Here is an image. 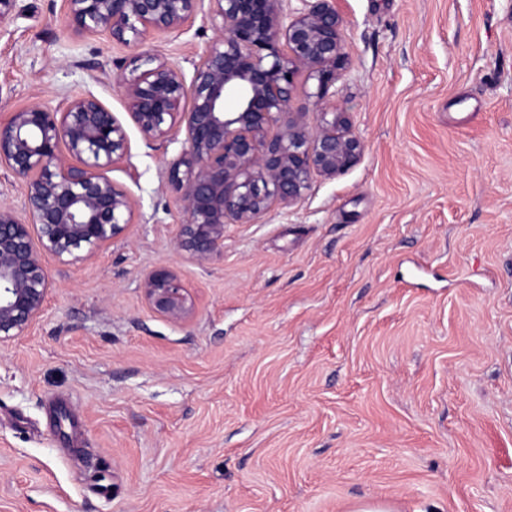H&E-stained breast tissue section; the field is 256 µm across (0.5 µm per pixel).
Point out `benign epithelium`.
Wrapping results in <instances>:
<instances>
[{
    "mask_svg": "<svg viewBox=\"0 0 512 512\" xmlns=\"http://www.w3.org/2000/svg\"><path fill=\"white\" fill-rule=\"evenodd\" d=\"M218 39L191 81L149 55L133 59L139 74L123 80L130 117L149 141L185 131V148L168 163L179 194V249L198 263L224 245V225L254 224L273 207L297 204L317 178L354 166L364 145L344 112L328 109L330 88L346 69L343 19L334 0H65L80 36L129 44L148 31L185 33L203 2ZM316 81L321 123L314 131L290 112L301 72ZM228 95L237 109L224 110ZM131 157L119 119L94 95L62 110L32 103L0 119V168L24 186L18 212L0 205V342L22 335L44 310L50 288L41 252L77 262L131 223L135 201L108 176ZM40 247H35L32 232ZM142 290L149 308L174 323L196 313L178 274L150 271Z\"/></svg>",
    "mask_w": 512,
    "mask_h": 512,
    "instance_id": "benign-epithelium-1",
    "label": "benign epithelium"
}]
</instances>
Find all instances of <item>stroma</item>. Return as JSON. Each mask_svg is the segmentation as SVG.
<instances>
[{
    "instance_id": "35a3bbf8",
    "label": "stroma",
    "mask_w": 512,
    "mask_h": 512,
    "mask_svg": "<svg viewBox=\"0 0 512 512\" xmlns=\"http://www.w3.org/2000/svg\"><path fill=\"white\" fill-rule=\"evenodd\" d=\"M329 105L360 160L296 205L176 246L165 170L121 80L185 77L218 31L76 35L63 0L0 25V115L94 94L131 157V224L85 261L44 255L32 326L0 342V512H512V0H336ZM175 270L173 323L141 283ZM142 290L149 308L174 323L186 322L196 313L195 300L178 274L168 267L150 271L143 279Z\"/></svg>"
}]
</instances>
